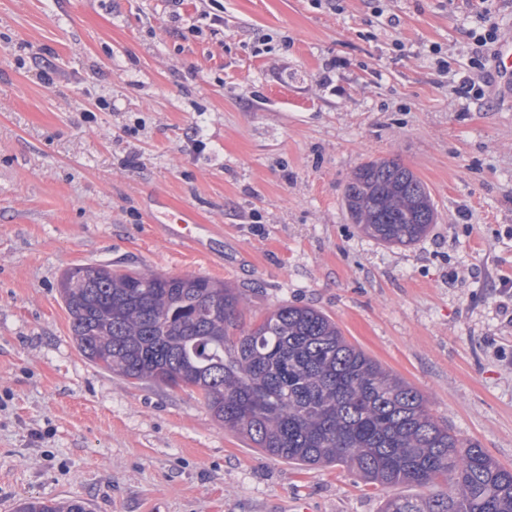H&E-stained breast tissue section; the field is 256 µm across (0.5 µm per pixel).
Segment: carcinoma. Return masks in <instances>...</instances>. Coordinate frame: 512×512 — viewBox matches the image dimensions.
I'll return each mask as SVG.
<instances>
[{"instance_id":"carcinoma-1","label":"carcinoma","mask_w":512,"mask_h":512,"mask_svg":"<svg viewBox=\"0 0 512 512\" xmlns=\"http://www.w3.org/2000/svg\"><path fill=\"white\" fill-rule=\"evenodd\" d=\"M352 223L388 246H409L435 220L430 192L394 159L370 160L344 191ZM68 269L61 296L80 353L128 384L189 389L261 453L332 465L393 497L382 512H512V469L438 422L423 394L351 344L310 306L277 305L240 328L244 293L205 276L152 269ZM17 512H87L85 502L20 503Z\"/></svg>"}]
</instances>
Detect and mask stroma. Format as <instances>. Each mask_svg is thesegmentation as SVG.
Wrapping results in <instances>:
<instances>
[{"label": "stroma", "instance_id": "1", "mask_svg": "<svg viewBox=\"0 0 512 512\" xmlns=\"http://www.w3.org/2000/svg\"><path fill=\"white\" fill-rule=\"evenodd\" d=\"M374 5L0 0V512L29 497L89 512H380L420 493L269 458L192 391L89 362L60 297L83 265L226 282L246 294V325L282 302L316 307L512 468V96L490 66L483 96L454 92L481 10L512 43V0ZM203 9L223 34L190 31ZM384 158L434 202L407 247L379 244L343 205L355 169ZM177 212L197 244L164 233Z\"/></svg>", "mask_w": 512, "mask_h": 512}]
</instances>
